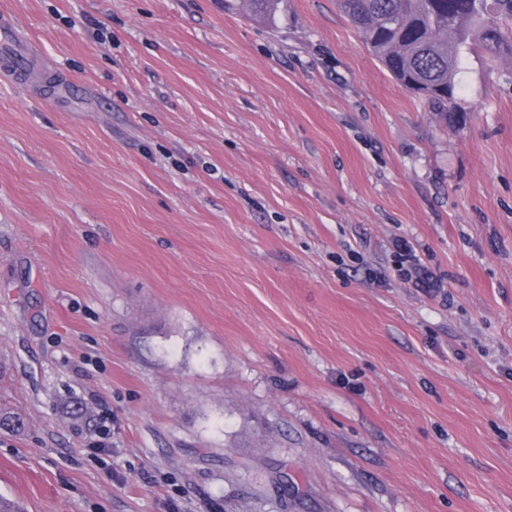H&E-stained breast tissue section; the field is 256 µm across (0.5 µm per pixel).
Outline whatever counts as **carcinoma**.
<instances>
[{
  "label": "carcinoma",
  "mask_w": 512,
  "mask_h": 512,
  "mask_svg": "<svg viewBox=\"0 0 512 512\" xmlns=\"http://www.w3.org/2000/svg\"><path fill=\"white\" fill-rule=\"evenodd\" d=\"M276 20L281 0H242ZM363 43L402 87L438 112L456 106L471 54L512 55V0H337Z\"/></svg>",
  "instance_id": "obj_1"
}]
</instances>
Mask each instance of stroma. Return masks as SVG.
<instances>
[{
    "mask_svg": "<svg viewBox=\"0 0 512 512\" xmlns=\"http://www.w3.org/2000/svg\"><path fill=\"white\" fill-rule=\"evenodd\" d=\"M0 13V499L512 512V56L445 117L336 0ZM0 68L4 76H19L37 63L22 27L14 20L0 17Z\"/></svg>",
    "mask_w": 512,
    "mask_h": 512,
    "instance_id": "35a3bbf8",
    "label": "stroma"
}]
</instances>
